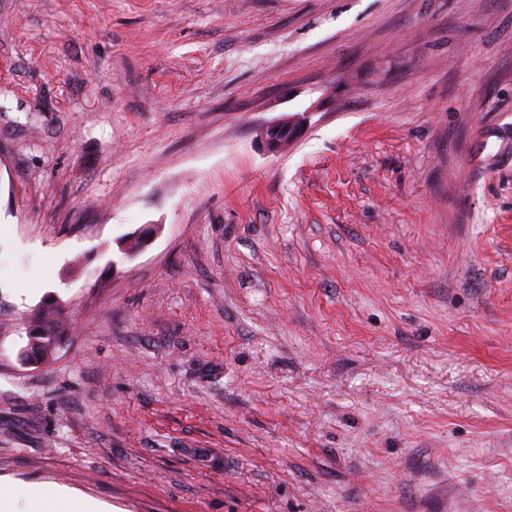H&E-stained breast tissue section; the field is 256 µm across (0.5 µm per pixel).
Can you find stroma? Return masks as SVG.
<instances>
[{
	"mask_svg": "<svg viewBox=\"0 0 512 512\" xmlns=\"http://www.w3.org/2000/svg\"><path fill=\"white\" fill-rule=\"evenodd\" d=\"M48 294L76 331L26 366ZM29 485L512 512V0H0V496ZM308 113L296 114L293 118L276 119L268 122L262 129V138L266 150L277 154L287 144L297 139L304 129Z\"/></svg>",
	"mask_w": 512,
	"mask_h": 512,
	"instance_id": "1",
	"label": "stroma"
}]
</instances>
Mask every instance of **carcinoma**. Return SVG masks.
<instances>
[{"instance_id":"1","label":"carcinoma","mask_w":512,"mask_h":512,"mask_svg":"<svg viewBox=\"0 0 512 512\" xmlns=\"http://www.w3.org/2000/svg\"><path fill=\"white\" fill-rule=\"evenodd\" d=\"M27 337L24 356L32 362L45 363L52 359L62 344L72 335V324L64 306L51 294L45 295L33 313L22 323Z\"/></svg>"}]
</instances>
